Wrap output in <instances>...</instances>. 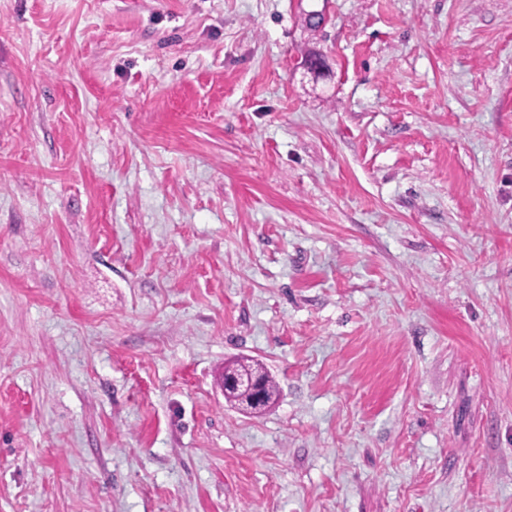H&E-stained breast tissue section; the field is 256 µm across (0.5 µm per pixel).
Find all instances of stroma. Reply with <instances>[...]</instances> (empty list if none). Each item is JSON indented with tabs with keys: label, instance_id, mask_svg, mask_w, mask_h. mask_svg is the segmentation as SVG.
Listing matches in <instances>:
<instances>
[{
	"label": "stroma",
	"instance_id": "1",
	"mask_svg": "<svg viewBox=\"0 0 512 512\" xmlns=\"http://www.w3.org/2000/svg\"><path fill=\"white\" fill-rule=\"evenodd\" d=\"M0 512H512V0H0ZM228 373H236L244 376H259L263 380L266 402L260 406L249 407L252 413H261L277 402L279 398V388L276 381L261 363L252 359L233 360L224 365V374L222 377L224 380V399L227 402L239 406L245 405L248 399L245 391H236L226 387L225 379Z\"/></svg>",
	"mask_w": 512,
	"mask_h": 512
}]
</instances>
